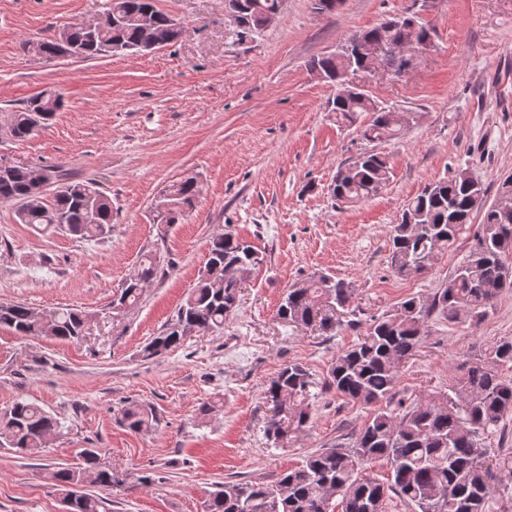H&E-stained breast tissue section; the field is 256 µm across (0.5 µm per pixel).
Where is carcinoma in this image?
<instances>
[{
  "mask_svg": "<svg viewBox=\"0 0 512 512\" xmlns=\"http://www.w3.org/2000/svg\"><path fill=\"white\" fill-rule=\"evenodd\" d=\"M235 19L247 32L262 30L260 23L281 0H230ZM143 14L151 15L155 32L170 46L179 42L185 30L172 24L171 15L159 9L157 0H107L95 29L84 25L67 29L70 55L83 59L140 53L142 34L137 24ZM416 25L414 37L426 39L430 31L407 13L386 19L360 32L367 38L396 42L406 29ZM23 50L50 60L60 56L58 39L29 41ZM356 57L338 51L311 60L313 70L332 81L360 66ZM40 94L13 113L10 133L24 140L48 124L63 102L56 97L52 107L40 104ZM336 121L353 125L366 112L370 119L361 126L363 140L370 143L400 136L405 127L399 113L380 105L366 93L348 98L336 96L328 103ZM389 160L382 153L366 151L336 173L332 195L339 202L354 204L377 196L389 181ZM52 181L56 170L49 167L17 165L0 170V200L15 204L22 224H49L85 240L101 239L112 231V198L89 181H69L53 200L33 192L40 179ZM199 192L193 177L167 187L160 204L165 206L162 224H177L192 206ZM483 183L468 170L430 183L406 205L390 237V266L406 278L417 275L420 266L450 251L463 226L480 216L472 245L444 286L430 299L412 296L381 317L372 320L357 342L333 357L326 376L316 383L300 364L282 367L263 391V403L279 409L266 422V437L274 443L288 438L282 417L291 415L295 429L309 421L305 401L311 389L332 393L375 412L359 429L355 445L340 444L307 455L271 484L226 482L204 502V512H382L383 502L396 495L417 512H488L493 472L484 435L497 430L512 414V379L499 374V366L512 364V339L503 338L480 351L474 362L448 389L446 403H415L400 412L378 407L392 399L398 383L399 365L412 358L424 335L425 324L437 313L450 321L463 312L479 320L498 296L512 288V276L504 265L512 258V204L505 207L487 202ZM265 257L250 242L231 233L212 238L206 270L190 295L180 305L172 322L142 349L147 359L159 357L192 337L224 330L235 314L244 274L263 266ZM160 259L144 257L138 269L122 285L119 302L133 305L142 295L139 285L156 278ZM354 294L342 279L317 274L288 289L277 315L287 323L315 327L333 334L339 325L337 311L347 307ZM88 315L74 308L54 312L51 328H45L41 313L24 303L0 304V327L19 336H44L70 342L84 336ZM120 421L139 433L158 423L155 408L130 403ZM62 424L37 403L20 399L0 411V438L21 452L39 454L47 437ZM383 459L391 476L385 482L363 473L366 462ZM56 486L69 502L66 512H99L100 499L89 488H111L116 484L112 469L99 463L94 451L83 462L58 468Z\"/></svg>",
  "mask_w": 512,
  "mask_h": 512,
  "instance_id": "carcinoma-1",
  "label": "carcinoma"
}]
</instances>
